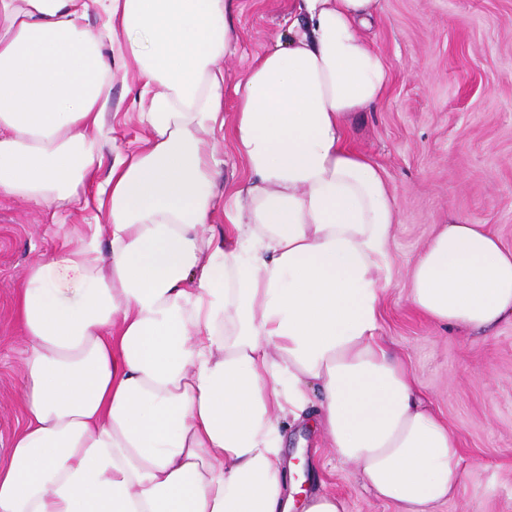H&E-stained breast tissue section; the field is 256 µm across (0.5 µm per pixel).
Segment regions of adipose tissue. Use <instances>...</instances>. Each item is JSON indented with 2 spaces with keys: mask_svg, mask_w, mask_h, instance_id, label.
Returning a JSON list of instances; mask_svg holds the SVG:
<instances>
[{
  "mask_svg": "<svg viewBox=\"0 0 512 512\" xmlns=\"http://www.w3.org/2000/svg\"><path fill=\"white\" fill-rule=\"evenodd\" d=\"M238 0H0V197L94 208L31 264L16 315L22 428L0 512H345L296 502L286 430L305 422L399 512L464 480L458 442L378 331L396 199L347 144L388 69L360 29L380 0H300L236 87L250 172L208 235ZM99 24L89 28L90 13ZM143 134L105 154L128 62ZM430 320L512 318V249L446 224L410 271Z\"/></svg>",
  "mask_w": 512,
  "mask_h": 512,
  "instance_id": "ef3b65f1",
  "label": "adipose tissue"
}]
</instances>
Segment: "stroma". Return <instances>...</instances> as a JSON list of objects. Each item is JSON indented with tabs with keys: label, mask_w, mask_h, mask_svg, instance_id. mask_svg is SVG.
Listing matches in <instances>:
<instances>
[{
	"label": "stroma",
	"mask_w": 512,
	"mask_h": 512,
	"mask_svg": "<svg viewBox=\"0 0 512 512\" xmlns=\"http://www.w3.org/2000/svg\"><path fill=\"white\" fill-rule=\"evenodd\" d=\"M298 0H240L236 53L224 62L228 83L284 35ZM378 20L362 36L384 58V96L357 113L349 143L381 169L398 205L391 281L379 334L402 358L435 413L459 444L465 480L441 512H512V320L468 335L440 326L408 299L410 269L442 224H482L512 248V0H380ZM136 71L112 86L117 145L142 129ZM215 191L248 177L232 134L217 139ZM92 211L49 216L0 197V462L23 424L18 406L23 333L16 293L27 268L56 241L92 223ZM288 455H300L299 494H336L346 512H396L374 496L351 465L334 461L322 434L289 429Z\"/></svg>",
	"instance_id": "obj_1"
}]
</instances>
